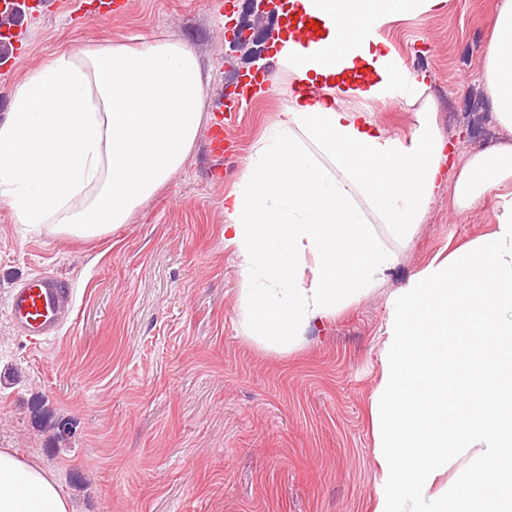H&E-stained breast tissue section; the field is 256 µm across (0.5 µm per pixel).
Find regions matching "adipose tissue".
Listing matches in <instances>:
<instances>
[{
    "label": "adipose tissue",
    "instance_id": "obj_1",
    "mask_svg": "<svg viewBox=\"0 0 512 512\" xmlns=\"http://www.w3.org/2000/svg\"><path fill=\"white\" fill-rule=\"evenodd\" d=\"M314 41L275 58L311 93L289 98L224 198L242 284V330L273 348L376 288L398 260L375 231L423 223L444 179L435 102L417 79L410 137L371 103L396 79L393 47L367 34L446 0H295ZM481 76L512 134V0H500ZM204 82L177 40L99 43L17 82L0 122V204L15 223L81 238L126 223L185 162ZM498 196L486 234L437 253L390 301L370 399L374 512H512V143L461 164L453 205ZM0 512H75L53 475L0 448Z\"/></svg>",
    "mask_w": 512,
    "mask_h": 512
}]
</instances>
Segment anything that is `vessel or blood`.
<instances>
[{"label":"vessel or blood","mask_w":512,"mask_h":512,"mask_svg":"<svg viewBox=\"0 0 512 512\" xmlns=\"http://www.w3.org/2000/svg\"><path fill=\"white\" fill-rule=\"evenodd\" d=\"M47 8L46 0H0V54L13 55L25 18ZM72 301L69 283L53 273L44 272L14 288L9 313L23 334L47 339L61 332L64 326L62 310Z\"/></svg>","instance_id":"b4317fda"}]
</instances>
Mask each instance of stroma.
Masks as SVG:
<instances>
[{
    "instance_id": "obj_1",
    "label": "stroma",
    "mask_w": 512,
    "mask_h": 512,
    "mask_svg": "<svg viewBox=\"0 0 512 512\" xmlns=\"http://www.w3.org/2000/svg\"><path fill=\"white\" fill-rule=\"evenodd\" d=\"M105 19L70 26L33 14L0 108L15 84L53 55L96 42L175 39L198 58L204 119L183 166L125 224L85 239L15 224L0 205V448L52 472L78 512H372L369 402L393 293L447 245L488 232L498 199L457 212L454 171L423 224L396 241L385 280L310 330L291 350L242 336L238 258L224 243V195L293 86L224 117V160L211 175L207 134L226 83L273 61L276 19L256 43L224 41L225 0H125ZM499 0H447L433 14L390 23L386 39L427 74L437 128L457 161L505 137L481 81ZM67 280L74 299L61 334L40 343L11 322L13 288L39 271Z\"/></svg>"
}]
</instances>
